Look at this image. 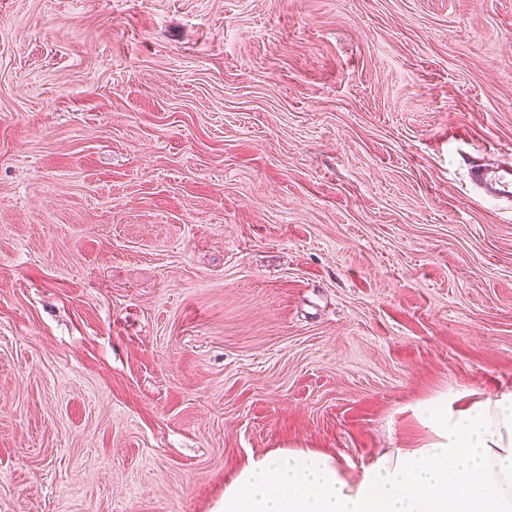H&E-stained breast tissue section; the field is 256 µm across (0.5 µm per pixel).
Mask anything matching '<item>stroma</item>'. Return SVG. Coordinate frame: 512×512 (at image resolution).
Listing matches in <instances>:
<instances>
[{
  "label": "stroma",
  "mask_w": 512,
  "mask_h": 512,
  "mask_svg": "<svg viewBox=\"0 0 512 512\" xmlns=\"http://www.w3.org/2000/svg\"><path fill=\"white\" fill-rule=\"evenodd\" d=\"M512 0H0V512H212L512 390ZM468 176L473 185L482 189L485 198L512 200V164L492 169L473 166Z\"/></svg>",
  "instance_id": "35a3bbf8"
}]
</instances>
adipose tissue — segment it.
<instances>
[{"mask_svg":"<svg viewBox=\"0 0 512 512\" xmlns=\"http://www.w3.org/2000/svg\"><path fill=\"white\" fill-rule=\"evenodd\" d=\"M416 414L432 439L384 452L355 475L310 448L250 459L215 512H512V391Z\"/></svg>","mask_w":512,"mask_h":512,"instance_id":"1","label":"adipose tissue"}]
</instances>
